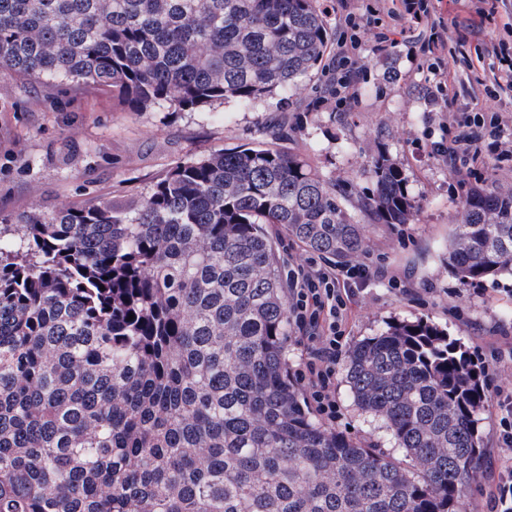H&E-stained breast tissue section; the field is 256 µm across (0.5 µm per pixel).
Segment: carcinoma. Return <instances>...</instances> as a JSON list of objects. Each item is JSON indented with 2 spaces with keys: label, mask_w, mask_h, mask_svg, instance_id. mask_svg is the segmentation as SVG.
Returning <instances> with one entry per match:
<instances>
[{
  "label": "carcinoma",
  "mask_w": 512,
  "mask_h": 512,
  "mask_svg": "<svg viewBox=\"0 0 512 512\" xmlns=\"http://www.w3.org/2000/svg\"><path fill=\"white\" fill-rule=\"evenodd\" d=\"M335 40L318 0H0L1 76L93 85L126 112H286L317 73L334 112ZM285 127L144 195L0 224V512H467L486 394L444 330L393 323L346 355L355 405L408 465L320 425L288 378L268 227L354 261L356 214L405 224L415 203L385 156L358 195L287 150ZM448 268L512 274V194L465 190Z\"/></svg>",
  "instance_id": "1"
}]
</instances>
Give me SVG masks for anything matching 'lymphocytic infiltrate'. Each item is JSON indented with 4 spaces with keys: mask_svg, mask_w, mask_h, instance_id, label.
Here are the masks:
<instances>
[{
    "mask_svg": "<svg viewBox=\"0 0 512 512\" xmlns=\"http://www.w3.org/2000/svg\"><path fill=\"white\" fill-rule=\"evenodd\" d=\"M511 147L512 134L500 116L462 122L447 148L449 160L460 163L479 158L483 139ZM397 286L388 271L365 262L330 263L296 254L288 256V323L302 349L294 371L313 413L327 425L341 415L336 399V367L346 348V320L357 292L372 281ZM500 411L497 443L504 458L492 463L488 512H512V386L497 387Z\"/></svg>",
    "mask_w": 512,
    "mask_h": 512,
    "instance_id": "f902f5d3",
    "label": "lymphocytic infiltrate"
}]
</instances>
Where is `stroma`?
<instances>
[{
	"mask_svg": "<svg viewBox=\"0 0 512 512\" xmlns=\"http://www.w3.org/2000/svg\"><path fill=\"white\" fill-rule=\"evenodd\" d=\"M432 12L450 30L472 27L457 62V97L446 102L427 77L435 63L424 52L426 22L404 18V36L387 54L372 50L364 30L351 88L350 110L305 112L317 78L293 90L295 112L288 115L287 148L309 157L326 177L370 193L373 182L362 171L366 154L384 153L403 171L418 210L407 224L365 227L374 264L403 275L400 288L373 283L352 305L348 343L380 333L394 320L423 319L460 340L470 353L488 352L503 334H512V276L462 283L448 269V241L462 189L438 145L449 144L464 116L512 114V96L486 94L482 82L494 64L483 48L506 20L504 13L478 14V0H430ZM269 118L261 109L226 103L199 112L114 110L109 94L94 86L0 77V217L38 206L53 210L104 197L145 194L177 163L223 148L263 142ZM336 398L342 417L336 431L383 449L393 443L379 423L358 411L336 371Z\"/></svg>",
	"mask_w": 512,
	"mask_h": 512,
	"instance_id": "1",
	"label": "stroma"
}]
</instances>
